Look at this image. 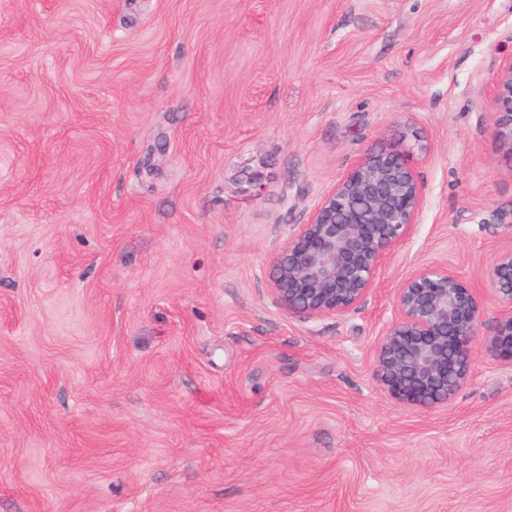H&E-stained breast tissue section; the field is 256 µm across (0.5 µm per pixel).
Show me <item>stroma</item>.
Masks as SVG:
<instances>
[{"mask_svg":"<svg viewBox=\"0 0 512 512\" xmlns=\"http://www.w3.org/2000/svg\"><path fill=\"white\" fill-rule=\"evenodd\" d=\"M511 58L512 0H0V512H512L494 298L448 403L374 364L401 280L512 247ZM404 129L414 235L283 313L292 206ZM495 127L501 150L512 156V58L502 66L495 95Z\"/></svg>","mask_w":512,"mask_h":512,"instance_id":"stroma-1","label":"stroma"}]
</instances>
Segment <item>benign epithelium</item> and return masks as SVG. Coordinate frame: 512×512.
Listing matches in <instances>:
<instances>
[{"instance_id":"obj_1","label":"benign epithelium","mask_w":512,"mask_h":512,"mask_svg":"<svg viewBox=\"0 0 512 512\" xmlns=\"http://www.w3.org/2000/svg\"><path fill=\"white\" fill-rule=\"evenodd\" d=\"M501 150L512 156V59L502 66L495 95ZM367 153L311 205L295 213V231L274 251L268 287L285 313L302 319L342 317L364 305L387 256L414 234L424 205L415 151L419 136ZM501 307L490 351L512 359V248L488 271ZM483 314L479 289L445 265L421 266L396 288L395 312L375 349V376L404 405L448 402L471 376Z\"/></svg>"}]
</instances>
